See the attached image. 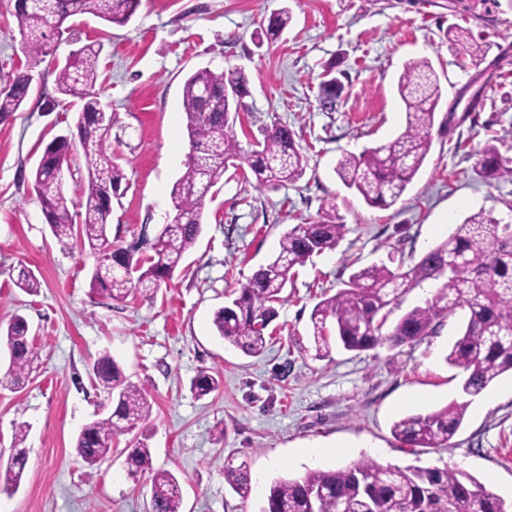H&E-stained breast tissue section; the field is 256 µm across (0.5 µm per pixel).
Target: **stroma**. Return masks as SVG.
Masks as SVG:
<instances>
[{
  "mask_svg": "<svg viewBox=\"0 0 512 512\" xmlns=\"http://www.w3.org/2000/svg\"><path fill=\"white\" fill-rule=\"evenodd\" d=\"M284 7L292 22L268 42L262 30ZM13 11L14 0H0V84L19 70L33 83L21 109L0 123V323L24 316L38 357L23 387L0 388V467L15 450L26 454L18 490L0 492V512H149L157 471L178 479L182 512H259L275 480L365 456L384 466L456 467L512 501L511 374L469 400L448 448L413 451L391 434L400 418L459 399L461 374L445 360L458 320L412 346L358 352L334 343L326 357L316 354L310 321L313 307L357 269L418 261L481 210L512 218V181L485 183L472 157L487 143L512 157V0H142L123 26L74 19L76 39L104 44L97 86L116 115L110 142L128 183L112 208L115 244L154 237L172 216L170 192L188 151L183 83L197 68L245 71L238 140L285 123L307 159L298 182L265 192L244 170H228L207 195L202 232L171 280L123 301L92 292L93 257L52 236L30 186L46 145L76 118L54 72L72 45L28 58ZM456 25L487 47L485 60L496 66L483 106L472 112L450 110L475 72L448 44L445 33ZM412 59L428 60L440 80L431 150L395 205L372 207L334 168L344 154L403 131L397 81ZM333 60L345 91L330 112L318 97ZM331 205L345 235L335 250L296 268L266 351L249 357L224 342L215 311L278 253L292 225L317 220ZM19 265L34 271L38 293L14 286L9 272ZM103 353L152 405L144 426L149 467L135 479L123 451L129 436L92 469L74 448L81 428L109 410L92 370ZM203 370L220 387L199 397L191 384ZM313 446L323 455L308 457ZM242 464L253 486L245 499L223 471Z\"/></svg>",
  "mask_w": 512,
  "mask_h": 512,
  "instance_id": "35a3bbf8",
  "label": "stroma"
}]
</instances>
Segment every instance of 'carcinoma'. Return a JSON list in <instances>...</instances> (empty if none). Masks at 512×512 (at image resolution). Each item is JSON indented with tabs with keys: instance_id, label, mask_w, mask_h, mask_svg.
I'll list each match as a JSON object with an SVG mask.
<instances>
[{
	"instance_id": "cac0c4a2",
	"label": "carcinoma",
	"mask_w": 512,
	"mask_h": 512,
	"mask_svg": "<svg viewBox=\"0 0 512 512\" xmlns=\"http://www.w3.org/2000/svg\"><path fill=\"white\" fill-rule=\"evenodd\" d=\"M141 0H24L15 4V18L22 36V50L32 59L54 52L59 37L72 31L69 22L92 15L108 24L123 25ZM291 15L288 8L274 14L263 31L269 41L281 37ZM448 42L459 54L477 65L486 50L469 42L462 27L447 32ZM103 43L90 40L78 47L71 61L55 68L56 89L81 102L77 113V142H63L55 154L85 171L79 203H74L54 166H37L31 175L33 190L45 219L59 241L74 239L95 258L91 278L94 292L114 300L154 292L170 279L183 256L202 231L204 201L223 178L229 164L248 167L259 191L294 183L305 173V158L287 125L275 123L261 131L262 139L246 150L230 125L231 115L246 94L248 78L238 67L220 71L202 67L184 81L182 106L187 119L189 152L183 174L174 182L171 200L174 216L154 239V254L143 258L133 248L110 240L112 203L123 173L109 144L115 118L105 114L96 89ZM334 65L324 69L320 102L335 107L344 86L333 75ZM30 78L15 75L0 91V118L12 117L30 93ZM405 105L406 126L394 140L362 153L345 154L335 173L349 189L356 190L372 207H391L402 196L422 167L431 148V130L441 98L439 80L426 60L405 64L398 81ZM474 171L485 182L512 179V157L486 144L473 153ZM76 211H71L74 206ZM346 225L331 205L312 224H295L283 236L279 252L240 284L231 304L214 313L213 324L225 341L247 356L266 348L268 325L276 318V304L292 278L291 271L310 257L336 248ZM426 281L438 284L425 305L403 313L392 326L391 314L402 297ZM14 285L35 293L40 282L27 267L19 269ZM464 312L459 337L445 360L464 374L462 392L476 397L502 374L512 372V224H502L485 211L467 217L455 230L425 253L416 263L390 268L372 265L353 272L335 295L321 300L310 320L316 351H329L327 324L334 325L336 340L349 351L378 344L410 345L434 333L446 320ZM0 346L10 353L6 384L16 387L26 379L37 352L30 340L29 325L21 315L0 325ZM98 383L112 403L111 413L81 430L75 451L93 469L112 455V443L146 424L152 406L145 389L130 381L112 357L104 353L93 365ZM219 388V381L205 371L198 373L193 390L203 397ZM467 403L453 401L427 413L406 416L395 422V438L413 448H446L462 425ZM129 475L149 460L142 440L125 449ZM25 464L7 465L6 493L21 481ZM224 481L241 498L251 493L245 465L224 467ZM178 479L167 471L151 480L150 512H180ZM262 512H512L508 503L474 476L448 467H392L363 459L335 470L314 469L303 476L275 481L266 495Z\"/></svg>"
}]
</instances>
